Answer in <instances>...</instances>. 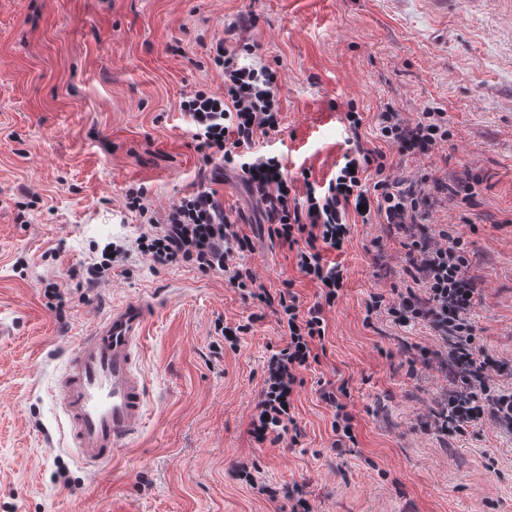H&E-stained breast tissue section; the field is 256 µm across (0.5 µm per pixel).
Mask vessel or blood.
<instances>
[{
	"label": "vessel or blood",
	"instance_id": "b4317fda",
	"mask_svg": "<svg viewBox=\"0 0 512 512\" xmlns=\"http://www.w3.org/2000/svg\"><path fill=\"white\" fill-rule=\"evenodd\" d=\"M147 321L146 301L113 307L78 338L57 375L62 434L85 468L109 463L143 425L147 390L138 359Z\"/></svg>",
	"mask_w": 512,
	"mask_h": 512
}]
</instances>
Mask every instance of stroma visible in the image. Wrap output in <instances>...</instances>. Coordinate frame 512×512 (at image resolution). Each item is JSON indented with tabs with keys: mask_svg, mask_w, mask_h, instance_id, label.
I'll list each match as a JSON object with an SVG mask.
<instances>
[{
	"mask_svg": "<svg viewBox=\"0 0 512 512\" xmlns=\"http://www.w3.org/2000/svg\"><path fill=\"white\" fill-rule=\"evenodd\" d=\"M255 21L237 27L240 14ZM257 46L250 63L280 75L281 130L257 137L291 176L325 183L348 148L346 114L362 112V144L412 179L466 172L478 195L444 198L439 224L462 237L482 299L477 342L512 387V0H0V512H289L237 479L299 486L316 512H512V434L492 422L439 437L426 415L447 385L425 325L367 317L371 295L404 287L403 239L355 224L342 251L343 293L325 308L324 351L294 398L302 434L256 445L249 423L274 315L237 349L215 348V322L254 311L224 278L154 267L138 251L129 188L156 217L210 181L179 102L223 92L208 58L218 39ZM433 109L450 136L428 154H398L375 114ZM215 189L254 250L257 284L292 287L303 306L318 289L287 248L270 242L233 173ZM124 251L108 279L85 269L105 245ZM64 291L58 317L45 294ZM155 303L140 367L148 414L131 446L99 471L84 468L57 430L52 388L64 351L117 305ZM324 381L348 382L357 444L336 453Z\"/></svg>",
	"mask_w": 512,
	"mask_h": 512,
	"instance_id": "obj_1",
	"label": "stroma"
}]
</instances>
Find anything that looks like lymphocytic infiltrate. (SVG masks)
<instances>
[{
    "instance_id": "1",
    "label": "lymphocytic infiltrate",
    "mask_w": 512,
    "mask_h": 512,
    "mask_svg": "<svg viewBox=\"0 0 512 512\" xmlns=\"http://www.w3.org/2000/svg\"><path fill=\"white\" fill-rule=\"evenodd\" d=\"M254 51L248 43L234 47L216 41L212 62L224 75L223 94L196 90L180 101L179 109L190 119L195 151L205 162L220 160L222 170L240 177L259 207L268 238L293 252L299 273L318 289L317 301L305 308L292 289L274 294L256 286L242 264L253 242L231 220L214 189L199 187L160 219L150 214L143 188L126 193L127 209L144 219L137 246L156 266L188 265L204 274L223 275L243 298L256 301L258 311L246 322L215 324L225 346L237 349L258 321L259 310L269 308L276 315L286 343L271 350L264 363L263 388L249 428L254 441L278 442L297 429L293 408L295 393L304 384L301 372L319 360L317 348L326 327L323 310L339 300L347 278L345 267L326 261L324 254L343 249L358 218L378 220L406 239L409 284L391 302L372 295L366 310L386 313L402 327L423 323L436 333L439 347L433 358L448 387L429 411L430 427L445 435L490 420L512 433V389H493L497 365L476 343L473 312L480 288L469 273L463 242L445 226L431 236L415 232L416 226L430 223L435 193L470 200L476 195L473 184L465 176L446 182L428 173L411 180L391 178L386 154L357 141L344 153L334 177L322 185L307 183L305 194H298L279 156L249 154L257 136L278 134L281 125L276 71L240 62L241 54ZM376 120L379 137L401 154L425 153L448 139L443 112L425 110L409 121L387 104ZM321 397L333 410L334 448L356 444L347 384L323 383Z\"/></svg>"
}]
</instances>
